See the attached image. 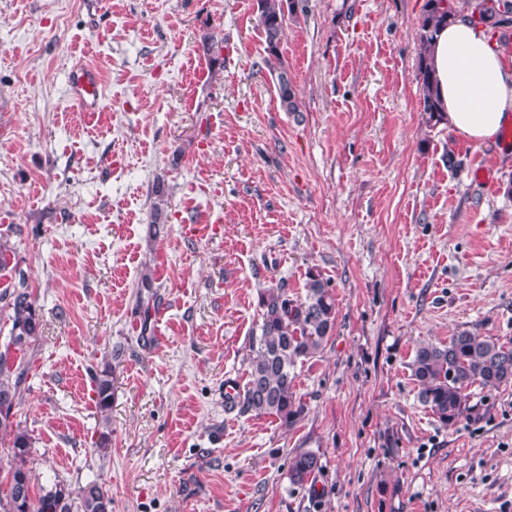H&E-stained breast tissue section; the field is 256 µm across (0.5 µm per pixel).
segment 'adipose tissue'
<instances>
[{"mask_svg": "<svg viewBox=\"0 0 512 512\" xmlns=\"http://www.w3.org/2000/svg\"><path fill=\"white\" fill-rule=\"evenodd\" d=\"M432 64L450 130L477 145L495 142L512 123V64L494 49L485 28L462 16L440 29Z\"/></svg>", "mask_w": 512, "mask_h": 512, "instance_id": "obj_1", "label": "adipose tissue"}]
</instances>
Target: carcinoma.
<instances>
[{
  "label": "carcinoma",
  "instance_id": "cac0c4a2",
  "mask_svg": "<svg viewBox=\"0 0 512 512\" xmlns=\"http://www.w3.org/2000/svg\"><path fill=\"white\" fill-rule=\"evenodd\" d=\"M497 36L496 45L506 56L512 55V0H425L418 21V53L416 80L421 91L420 109L428 122L445 121L438 99L437 80L429 61V49L439 28L455 21L463 13ZM297 14V0H257V20L267 43L268 55L279 58V47L285 37L288 20ZM198 46L213 66L224 64L223 45L211 32L204 31ZM276 89L282 109L298 111L295 86L285 67L276 74ZM151 224L164 223L168 195L163 184L154 191ZM0 277L7 280L3 297H12L13 310L10 341L0 351V432L13 435L11 453L14 464L5 499H0V512H112V498L102 483L93 480L72 489L57 480L40 487L32 495L33 481L27 467L30 441L14 425L12 410L19 379L11 349L20 350L24 342L41 332L25 273L14 263L10 247L0 242ZM302 300L288 298L282 289L269 287L261 294L262 324L260 335L252 341L248 378L238 395L241 410L257 416L273 417L284 427L294 426L304 407L295 392V367L298 362L314 357L332 336L336 325V303L318 273H309ZM418 385L420 401L430 408L439 423L451 428L466 411L469 390L474 386L497 389L512 383V347L498 340L460 331L448 343H422L410 364ZM96 405L104 431L99 447L111 435L108 411L112 406V369L104 367L95 374ZM320 469V456L299 450L288 466L292 484L304 486Z\"/></svg>",
  "mask_w": 512,
  "mask_h": 512
}]
</instances>
